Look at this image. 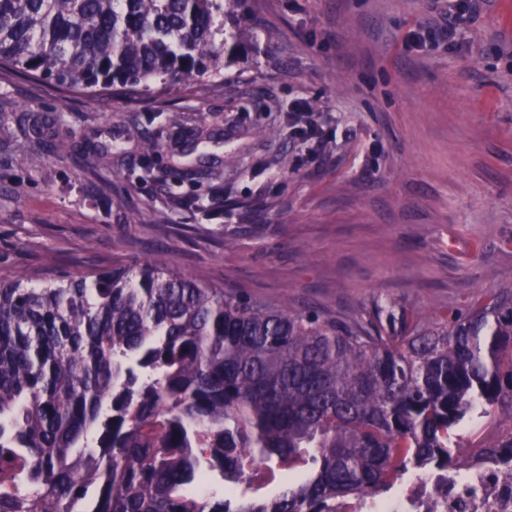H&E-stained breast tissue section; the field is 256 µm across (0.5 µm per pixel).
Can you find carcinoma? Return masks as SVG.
Returning <instances> with one entry per match:
<instances>
[{"mask_svg":"<svg viewBox=\"0 0 512 512\" xmlns=\"http://www.w3.org/2000/svg\"><path fill=\"white\" fill-rule=\"evenodd\" d=\"M241 0H0V74L63 95L224 77ZM507 410L512 284L425 317L246 299L149 258L33 286L0 275V512H336L451 466ZM298 478L249 494L257 468ZM219 475L222 494L206 491ZM500 414L496 413L490 417L470 422L463 431V443L466 448H481L495 434L505 433L507 427L498 423Z\"/></svg>","mask_w":512,"mask_h":512,"instance_id":"cac0c4a2","label":"carcinoma"}]
</instances>
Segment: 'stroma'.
Segmentation results:
<instances>
[{
    "mask_svg": "<svg viewBox=\"0 0 512 512\" xmlns=\"http://www.w3.org/2000/svg\"><path fill=\"white\" fill-rule=\"evenodd\" d=\"M446 8L244 0L239 60L175 95L64 98L1 75L0 274L156 257L283 308L465 311L512 282V0H486L458 46L437 34ZM300 100L322 148L288 118Z\"/></svg>",
    "mask_w": 512,
    "mask_h": 512,
    "instance_id": "stroma-1",
    "label": "stroma"
}]
</instances>
